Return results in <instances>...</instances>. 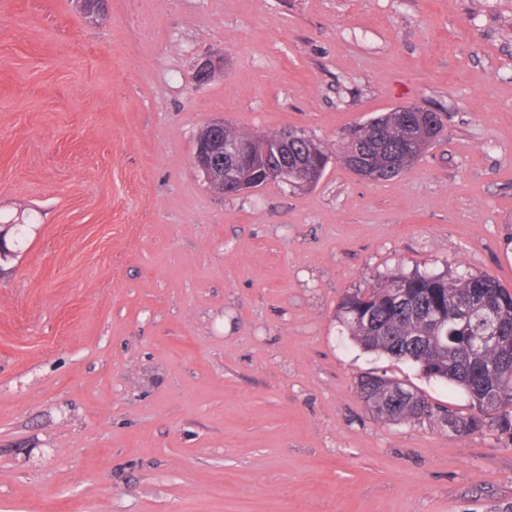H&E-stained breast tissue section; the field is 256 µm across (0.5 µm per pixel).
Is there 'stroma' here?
<instances>
[{
  "label": "stroma",
  "instance_id": "stroma-1",
  "mask_svg": "<svg viewBox=\"0 0 512 512\" xmlns=\"http://www.w3.org/2000/svg\"><path fill=\"white\" fill-rule=\"evenodd\" d=\"M407 105L445 133L390 180L193 165ZM0 224V512H512V437L373 418L368 374L471 406L337 317L397 270L512 292V0H0ZM224 119L211 122L200 133L197 139L193 163L204 181L213 189L224 193V188L230 189L237 179L239 167L240 145L245 152L244 166L241 168L240 183L243 186L262 187L269 182H285L295 186H306L312 175L305 171L288 173V166H298L300 162L305 170L310 168L320 172L316 185L322 178L330 154L327 149L314 140L302 141L295 148V153L288 152L292 144L303 139L301 134L264 133L240 129L226 124ZM277 136L278 149L284 154L278 155L273 147ZM228 138V139H224ZM233 139V140H232ZM238 143H236V142ZM288 154L287 157H285ZM288 163L286 168L282 167ZM266 175V171L269 168ZM267 176V177H266ZM269 181V182H267Z\"/></svg>",
  "mask_w": 512,
  "mask_h": 512
}]
</instances>
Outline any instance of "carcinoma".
<instances>
[{"mask_svg":"<svg viewBox=\"0 0 512 512\" xmlns=\"http://www.w3.org/2000/svg\"><path fill=\"white\" fill-rule=\"evenodd\" d=\"M443 132L440 115L421 106L415 112H384L350 130L336 159L356 174L379 171L381 179L389 180L417 161ZM224 137L243 146V186L267 185L266 171L285 163L322 173L330 160L327 149L310 138L285 157L273 149L274 133L228 124ZM486 304L495 307L504 335L512 336V293L482 272L398 271L346 296L339 305L340 318L360 346L410 360L426 377L461 387L472 401V413L457 416L400 382L370 375L359 381L366 410L381 422L449 427L462 438L483 430L512 434V351L493 345L469 349L475 328L461 320L463 308Z\"/></svg>","mask_w":512,"mask_h":512,"instance_id":"carcinoma-1","label":"carcinoma"}]
</instances>
